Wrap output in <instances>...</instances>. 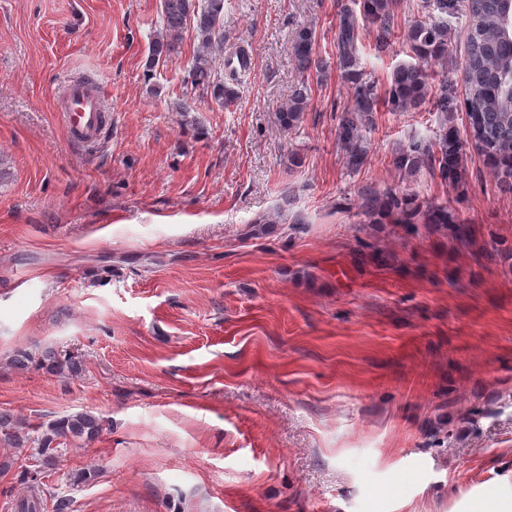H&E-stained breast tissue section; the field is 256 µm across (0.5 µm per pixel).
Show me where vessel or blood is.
Listing matches in <instances>:
<instances>
[{"instance_id":"obj_1","label":"vessel or blood","mask_w":512,"mask_h":512,"mask_svg":"<svg viewBox=\"0 0 512 512\" xmlns=\"http://www.w3.org/2000/svg\"><path fill=\"white\" fill-rule=\"evenodd\" d=\"M57 110L72 141L90 144L99 140L106 132L108 116L103 93L97 83L73 82Z\"/></svg>"}]
</instances>
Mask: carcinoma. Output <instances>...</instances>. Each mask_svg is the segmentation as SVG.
<instances>
[{
	"label": "carcinoma",
	"instance_id": "1",
	"mask_svg": "<svg viewBox=\"0 0 512 512\" xmlns=\"http://www.w3.org/2000/svg\"><path fill=\"white\" fill-rule=\"evenodd\" d=\"M400 2L357 0L359 9L345 4L339 12L335 44L338 77L350 89V100L336 112V140L348 165L357 168L363 164L366 132L380 107L404 112L428 106L445 118L442 133L434 141L409 139L396 154L394 165L410 171L426 166L442 182L459 187L464 184L466 146L473 144L499 188L512 192V18L505 15L503 0H421L420 7L435 14V21L408 28L406 41L415 62L395 68L386 91L381 93L360 69L359 45L368 25L373 28L375 48L383 52L389 47ZM461 16L466 18L465 64L456 82L444 78L433 88V67L448 63V24ZM161 19L163 28L150 46V61L176 51L189 20L195 21L199 39L178 110L190 112L191 100L206 94L226 107L233 105L237 99L233 85L240 83L248 71L247 55L242 49L228 56L223 54L224 0H204L201 6L196 0H162ZM315 44L312 28L296 29L292 51L300 80L279 113V123L285 129L297 127L304 119L312 96L309 77L314 75L318 81L328 77L330 64L316 53ZM235 58L242 65H234ZM459 84L466 94L468 125L464 139L446 121L448 114L456 110ZM360 210L368 224H432L449 230L461 241L468 238L466 225L448 206L423 207L410 194L366 189L360 196ZM38 364L58 375H73L80 370L79 362L51 348L44 351ZM100 431L99 418L87 411L66 415L49 426L38 455L48 462L52 460L51 444L55 438L92 441ZM0 433L13 448H24L29 442L26 423L7 414L0 413Z\"/></svg>",
	"mask_w": 512,
	"mask_h": 512
}]
</instances>
